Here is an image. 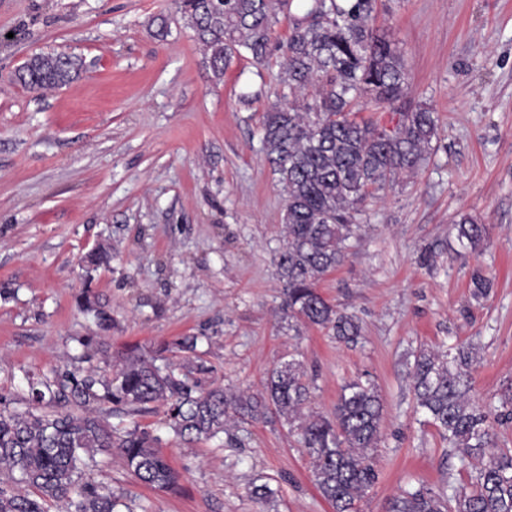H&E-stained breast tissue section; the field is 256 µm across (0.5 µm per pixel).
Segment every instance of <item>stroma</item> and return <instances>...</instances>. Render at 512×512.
<instances>
[{"label": "stroma", "mask_w": 512, "mask_h": 512, "mask_svg": "<svg viewBox=\"0 0 512 512\" xmlns=\"http://www.w3.org/2000/svg\"><path fill=\"white\" fill-rule=\"evenodd\" d=\"M373 26L402 49L406 98L433 108L439 130L427 162L369 205L348 259L320 283L356 316L352 345L289 326L280 307L285 197L259 133L289 93L279 49L262 65L234 59L218 80L175 0H0V395L23 399L28 375L81 366V336L150 354L196 336L228 391H261L292 358L314 412L331 414L347 382L378 387L379 479L361 512H383L409 482L448 496L469 486L417 410L409 367L420 349L459 343L478 351L477 403L512 385V0H379ZM36 53L84 68L32 91L12 75ZM465 213L489 242L458 257L451 226ZM96 250L107 262H87ZM477 267L494 278L479 300ZM87 289L108 330L83 307ZM139 423L160 438L177 490L139 484L115 458L88 473L123 488L133 512H334L278 418L194 445L159 415ZM261 484L272 499L251 497Z\"/></svg>", "instance_id": "stroma-1"}]
</instances>
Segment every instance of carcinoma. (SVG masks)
<instances>
[{
  "label": "carcinoma",
  "instance_id": "obj_1",
  "mask_svg": "<svg viewBox=\"0 0 512 512\" xmlns=\"http://www.w3.org/2000/svg\"><path fill=\"white\" fill-rule=\"evenodd\" d=\"M290 0H180L182 17L221 79L233 60L248 53L261 64L274 44L278 12ZM378 0H311L286 43L285 82L293 92L314 86L313 101L278 106L263 117L266 157L286 197L285 239L277 259L283 284L282 309L288 320L328 331L355 343V317L330 303L319 284L342 266L361 229L368 201L414 172L432 151L439 116L428 107L398 106L408 70L403 54L371 26ZM83 64L66 54L37 53L14 73V82L31 89L66 86ZM359 103L397 112L388 129L354 117ZM466 253L483 251L488 229L468 214L453 225ZM473 295H488L493 282L477 268ZM96 306L102 328L111 315ZM81 346L95 350L115 371L107 376L94 366L64 369L51 379L28 382L26 409L10 410L0 396V512H120L124 493L81 482L85 469L99 464L95 453L119 457L142 485L159 490L178 485L179 474L159 446V438L136 418L163 409L166 425L183 441L216 439L230 416L241 422L274 414L295 426L313 465L315 484L334 512H359V503L378 481L371 450L381 439L383 402L369 383L345 384L333 416L304 413L310 389L301 364L274 367L260 397L229 393L206 381L212 373L197 354L199 337L183 336L172 347L185 353L178 365L158 366L157 355L137 346L110 352L96 336ZM474 349L455 345L446 352L421 350L410 376L417 407L429 417L460 469L479 467L470 488L447 497L423 485L402 487L385 512H512V450L497 447L494 424L512 422V389L499 404L471 399ZM133 419L130 428L104 422L105 411Z\"/></svg>",
  "mask_w": 512,
  "mask_h": 512
}]
</instances>
